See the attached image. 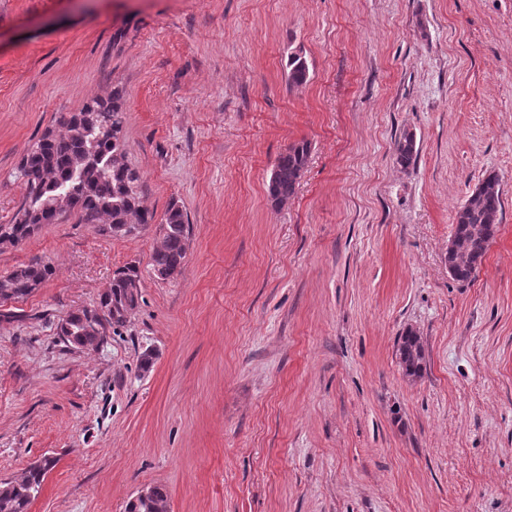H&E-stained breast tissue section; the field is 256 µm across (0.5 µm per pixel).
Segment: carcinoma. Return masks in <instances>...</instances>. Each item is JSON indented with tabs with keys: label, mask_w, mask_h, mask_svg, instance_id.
I'll use <instances>...</instances> for the list:
<instances>
[{
	"label": "carcinoma",
	"mask_w": 512,
	"mask_h": 512,
	"mask_svg": "<svg viewBox=\"0 0 512 512\" xmlns=\"http://www.w3.org/2000/svg\"><path fill=\"white\" fill-rule=\"evenodd\" d=\"M309 79L307 62L301 56L288 58V81L300 87ZM125 115L123 91L112 89V96L97 97L77 115L60 121L63 133L46 132L23 157L17 178L23 185V200L15 216L0 224V243L18 245L42 225L53 224L56 208L76 212L81 224H92L109 238L131 236L149 226L154 214L141 205L138 172L126 159L123 134ZM418 149L410 133L395 144L396 162L409 167ZM311 154L309 141L288 146L274 164L275 174L268 182V197L280 207L294 197ZM502 210L500 181L491 174L472 192L454 216L455 251L450 259L452 278L467 283L498 232ZM191 225L181 207L173 203L159 226V243L151 254L156 273L168 279L178 274L185 261ZM54 274L53 267L34 258L4 275L8 287L0 288V307L30 297ZM142 301L139 267L130 262L115 271L108 288L92 307L83 308L63 319V341L76 349L96 348L107 332L126 326L130 314ZM396 355L406 377H421L426 349L420 336L406 331L397 343ZM48 469L31 464L21 476L0 482V512H28L38 495ZM147 494L135 496L125 512H170L167 490L154 485Z\"/></svg>",
	"instance_id": "cac0c4a2"
}]
</instances>
